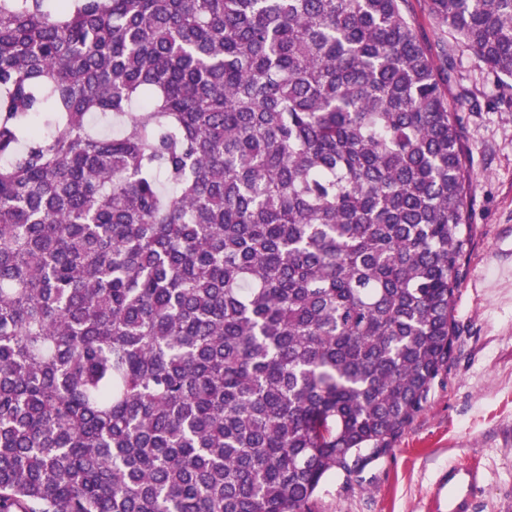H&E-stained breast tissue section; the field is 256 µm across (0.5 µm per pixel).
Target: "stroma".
<instances>
[{"mask_svg": "<svg viewBox=\"0 0 512 512\" xmlns=\"http://www.w3.org/2000/svg\"><path fill=\"white\" fill-rule=\"evenodd\" d=\"M408 17L436 64L453 63L449 109L462 119L470 161L472 239L455 293L456 338L447 372L392 449L351 477L329 478L316 512H428L439 472L468 461L487 474L476 512H512V111L494 108L495 78L437 26L430 0H408ZM463 92L481 111L461 102Z\"/></svg>", "mask_w": 512, "mask_h": 512, "instance_id": "35a3bbf8", "label": "stroma"}]
</instances>
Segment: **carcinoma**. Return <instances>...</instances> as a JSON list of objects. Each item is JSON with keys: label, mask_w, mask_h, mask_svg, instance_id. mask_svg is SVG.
I'll list each match as a JSON object with an SVG mask.
<instances>
[{"label": "carcinoma", "mask_w": 512, "mask_h": 512, "mask_svg": "<svg viewBox=\"0 0 512 512\" xmlns=\"http://www.w3.org/2000/svg\"><path fill=\"white\" fill-rule=\"evenodd\" d=\"M407 3L0 0V512H315L392 449L471 242ZM431 4L512 110V0Z\"/></svg>", "instance_id": "obj_1"}]
</instances>
